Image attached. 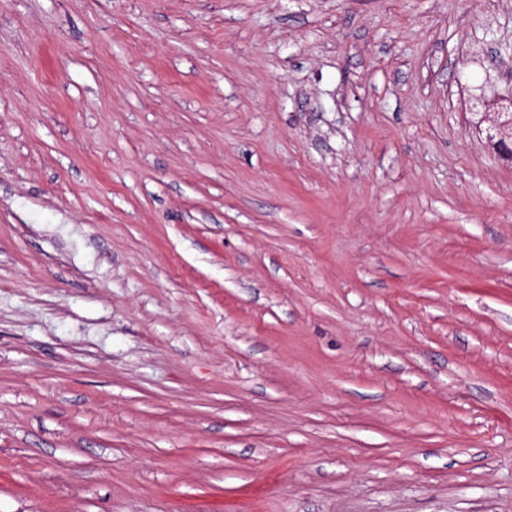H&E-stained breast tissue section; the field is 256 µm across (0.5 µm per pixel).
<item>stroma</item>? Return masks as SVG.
Returning a JSON list of instances; mask_svg holds the SVG:
<instances>
[{"label":"stroma","mask_w":512,"mask_h":512,"mask_svg":"<svg viewBox=\"0 0 512 512\" xmlns=\"http://www.w3.org/2000/svg\"><path fill=\"white\" fill-rule=\"evenodd\" d=\"M512 0H0V512H512ZM478 105H481L485 109L486 112H492L494 114V119L492 121V125L486 129V137L492 142L495 146H497L500 150H506L509 154L512 149V127L510 125L511 115L509 122L507 120L502 121V116H505L512 109V96H502L498 98L492 105H487L481 102H474L473 108H476Z\"/></svg>","instance_id":"1"}]
</instances>
